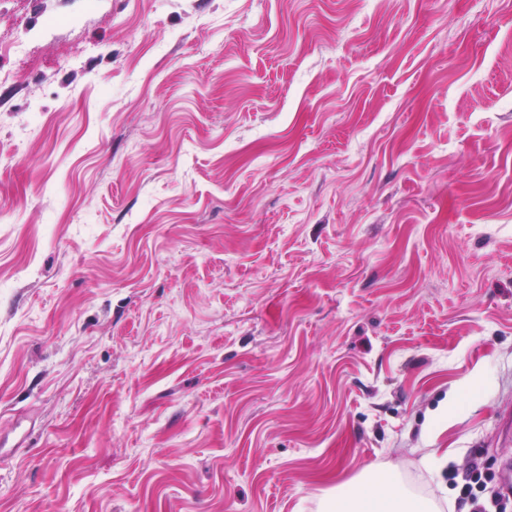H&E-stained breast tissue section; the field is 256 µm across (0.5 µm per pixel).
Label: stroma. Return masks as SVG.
<instances>
[{
  "mask_svg": "<svg viewBox=\"0 0 512 512\" xmlns=\"http://www.w3.org/2000/svg\"><path fill=\"white\" fill-rule=\"evenodd\" d=\"M0 39V512L370 470L512 512V0H0Z\"/></svg>",
  "mask_w": 512,
  "mask_h": 512,
  "instance_id": "stroma-1",
  "label": "stroma"
}]
</instances>
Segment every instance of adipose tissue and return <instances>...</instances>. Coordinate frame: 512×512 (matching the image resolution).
Instances as JSON below:
<instances>
[{
    "mask_svg": "<svg viewBox=\"0 0 512 512\" xmlns=\"http://www.w3.org/2000/svg\"><path fill=\"white\" fill-rule=\"evenodd\" d=\"M429 500L400 490L388 475L370 473L337 490L329 512H432Z\"/></svg>",
    "mask_w": 512,
    "mask_h": 512,
    "instance_id": "adipose-tissue-1",
    "label": "adipose tissue"
}]
</instances>
